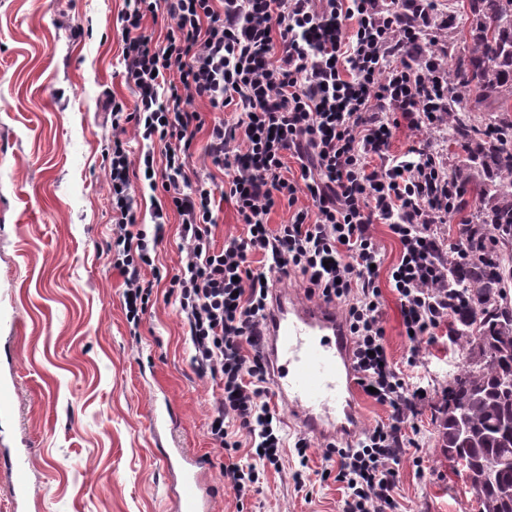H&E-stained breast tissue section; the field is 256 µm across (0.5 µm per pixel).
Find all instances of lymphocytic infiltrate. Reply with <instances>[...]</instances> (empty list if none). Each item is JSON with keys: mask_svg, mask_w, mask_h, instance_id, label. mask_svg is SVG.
Masks as SVG:
<instances>
[{"mask_svg": "<svg viewBox=\"0 0 512 512\" xmlns=\"http://www.w3.org/2000/svg\"><path fill=\"white\" fill-rule=\"evenodd\" d=\"M120 14L124 79L134 111L111 101L108 180L116 213L112 261L124 277L126 320L140 326L170 214L179 217L183 255L169 286L192 346L191 362L220 395L210 435L222 475L244 503L262 472L283 469L285 439L271 405L262 321L274 282L300 273L309 296L344 307L360 390L388 417L324 456L346 490L343 512H396L400 465L425 397L398 371L386 347L378 246L370 226L388 223L400 252L389 283L403 333L418 347L447 323L448 268L433 233L457 211L462 191L429 144L388 150L395 128L441 127L451 104L441 30L452 18L435 0H125ZM166 15L156 37L147 18ZM209 103L205 118L196 100ZM235 116L227 120L224 108ZM207 131L213 172L188 167L194 138ZM150 142L131 160L126 132ZM300 176L286 175V157ZM224 181H216L215 171ZM163 199L152 230L136 222L134 182ZM233 199L245 235L215 247V191ZM287 205L288 221L268 216ZM264 267L254 270L251 257ZM257 455L244 466L241 449Z\"/></svg>", "mask_w": 512, "mask_h": 512, "instance_id": "f902f5d3", "label": "lymphocytic infiltrate"}]
</instances>
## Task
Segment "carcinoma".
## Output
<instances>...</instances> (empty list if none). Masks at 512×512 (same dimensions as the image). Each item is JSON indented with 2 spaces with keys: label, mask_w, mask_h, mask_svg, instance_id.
<instances>
[{
  "label": "carcinoma",
  "mask_w": 512,
  "mask_h": 512,
  "mask_svg": "<svg viewBox=\"0 0 512 512\" xmlns=\"http://www.w3.org/2000/svg\"><path fill=\"white\" fill-rule=\"evenodd\" d=\"M464 53L454 60L457 103L495 114L476 124L453 110L448 140L464 147L453 179L476 193L485 218L462 259L448 263V296L463 304L451 331L464 360L437 409L441 453L473 478L480 512H512V0H467Z\"/></svg>",
  "instance_id": "obj_1"
}]
</instances>
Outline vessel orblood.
Masks as SVG:
<instances>
[{"instance_id":"1","label":"vessel or blood","mask_w":512,"mask_h":512,"mask_svg":"<svg viewBox=\"0 0 512 512\" xmlns=\"http://www.w3.org/2000/svg\"><path fill=\"white\" fill-rule=\"evenodd\" d=\"M264 321L271 382L293 421L316 439L352 440L357 434V373L350 340L335 306L306 296L270 290ZM180 462L177 512H208L210 495L203 466L185 449H174ZM0 467L15 477L18 491L26 489V461L21 454L0 451Z\"/></svg>"}]
</instances>
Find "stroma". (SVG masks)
<instances>
[{"mask_svg":"<svg viewBox=\"0 0 512 512\" xmlns=\"http://www.w3.org/2000/svg\"><path fill=\"white\" fill-rule=\"evenodd\" d=\"M125 0H0V349L16 374L0 445L25 451L29 493L12 505L0 469V512H170L175 475L164 449L200 457L212 512H341L344 488L322 479L324 442L312 440L309 482L297 490L286 447L282 472L237 509L222 481L224 451L208 432L218 390L190 362V344L168 282L139 330L123 306L111 264L115 214L105 150V106L135 97L122 78L118 17ZM386 346L407 370L411 344L399 304L380 283ZM423 346L419 373L430 385L416 420L418 445L401 465L400 512H478L467 484L439 450L437 399L462 360L448 341Z\"/></svg>","mask_w":512,"mask_h":512,"instance_id":"stroma-1","label":"stroma"}]
</instances>
